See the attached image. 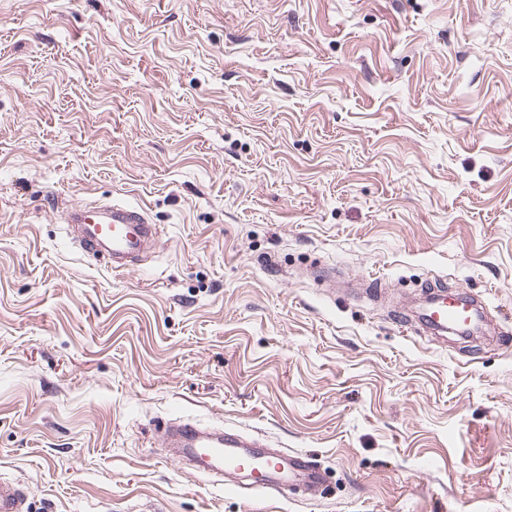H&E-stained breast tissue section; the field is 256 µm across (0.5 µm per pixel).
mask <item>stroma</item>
<instances>
[{
    "label": "stroma",
    "mask_w": 512,
    "mask_h": 512,
    "mask_svg": "<svg viewBox=\"0 0 512 512\" xmlns=\"http://www.w3.org/2000/svg\"><path fill=\"white\" fill-rule=\"evenodd\" d=\"M106 201L160 227L131 271L65 236ZM437 281L491 327L400 325ZM178 418L327 486L227 491ZM0 479L23 512H512V0H0Z\"/></svg>",
    "instance_id": "35a3bbf8"
}]
</instances>
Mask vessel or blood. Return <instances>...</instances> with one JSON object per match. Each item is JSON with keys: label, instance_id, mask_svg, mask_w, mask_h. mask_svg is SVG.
<instances>
[{"label": "vessel or blood", "instance_id": "b4317fda", "mask_svg": "<svg viewBox=\"0 0 512 512\" xmlns=\"http://www.w3.org/2000/svg\"><path fill=\"white\" fill-rule=\"evenodd\" d=\"M66 234L88 253L107 259L113 271H127L158 242V227L145 207L112 205L89 213L75 205L66 211ZM422 324L435 332L462 329L479 330L482 315L474 304L449 300L439 295L423 308ZM167 444L176 448L177 457L192 463L202 476H217L225 489L232 491L281 493L301 487L314 493L322 490L326 476L317 460L303 452H284L272 448L259 435L244 434L233 429L210 432L193 421L170 426ZM20 488L0 481V512H21Z\"/></svg>", "mask_w": 512, "mask_h": 512}]
</instances>
